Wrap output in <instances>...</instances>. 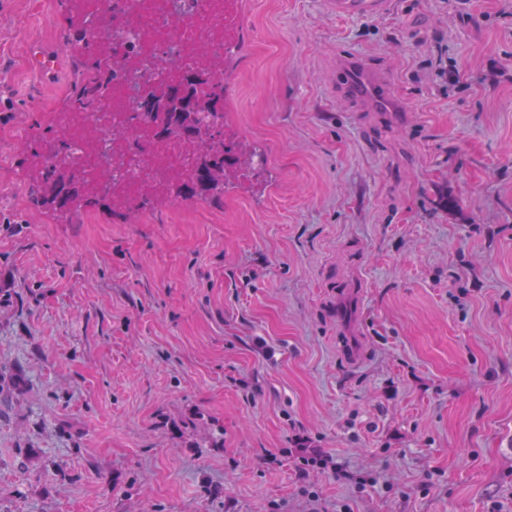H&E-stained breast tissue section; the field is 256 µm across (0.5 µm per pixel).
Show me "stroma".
<instances>
[{
	"label": "stroma",
	"mask_w": 512,
	"mask_h": 512,
	"mask_svg": "<svg viewBox=\"0 0 512 512\" xmlns=\"http://www.w3.org/2000/svg\"><path fill=\"white\" fill-rule=\"evenodd\" d=\"M242 14L265 183L58 224L13 136L63 102L65 6L0 0V512H512V0ZM298 433L376 483L300 475ZM342 79L348 90L366 94L378 102L382 109L388 108L389 102L384 96L386 90L383 79L375 71L353 63L344 70Z\"/></svg>",
	"instance_id": "35a3bbf8"
}]
</instances>
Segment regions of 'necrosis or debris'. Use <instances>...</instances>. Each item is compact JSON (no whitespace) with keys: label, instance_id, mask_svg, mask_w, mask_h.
<instances>
[{"label":"necrosis or debris","instance_id":"obj_1","mask_svg":"<svg viewBox=\"0 0 512 512\" xmlns=\"http://www.w3.org/2000/svg\"><path fill=\"white\" fill-rule=\"evenodd\" d=\"M74 22L87 24L116 75L95 111L61 109L50 119L71 149L66 162L86 191H107L117 210L145 194L165 197L195 152L179 136L160 137L136 117L143 91L178 84L187 68L211 76L242 30L240 0H69Z\"/></svg>","mask_w":512,"mask_h":512}]
</instances>
